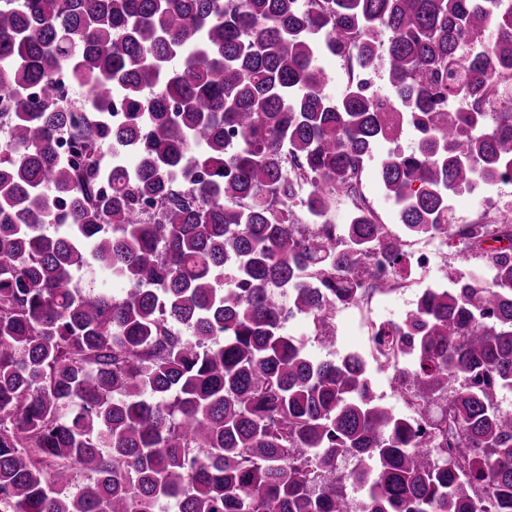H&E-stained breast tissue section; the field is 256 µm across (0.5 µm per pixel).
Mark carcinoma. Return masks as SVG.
Returning <instances> with one entry per match:
<instances>
[{
    "label": "carcinoma",
    "mask_w": 512,
    "mask_h": 512,
    "mask_svg": "<svg viewBox=\"0 0 512 512\" xmlns=\"http://www.w3.org/2000/svg\"><path fill=\"white\" fill-rule=\"evenodd\" d=\"M326 55L391 95L329 96ZM507 68L512 0H0V512H349L348 481L361 512H512V215L449 205L512 181V112L483 109ZM381 143L401 237L361 191ZM444 224L493 242L490 280L450 275L364 356L284 331L286 306L330 346L377 291L370 255L402 287ZM85 268L125 288L86 296ZM450 206L452 217L462 222L475 219L480 211L475 197L467 192L454 196ZM431 244L425 242L421 247L408 248V265L411 269H414L417 274L421 277L430 265L434 262V252L430 248ZM380 371L375 380L376 393L383 398V401L392 408L395 413L404 411V404L397 396L394 395L390 388V380L393 373L392 368H385Z\"/></svg>",
    "instance_id": "carcinoma-1"
}]
</instances>
